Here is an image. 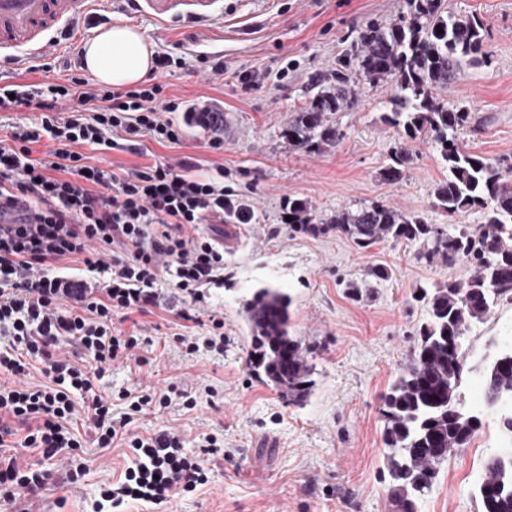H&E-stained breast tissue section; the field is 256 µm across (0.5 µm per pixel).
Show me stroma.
I'll return each mask as SVG.
<instances>
[{
	"label": "stroma",
	"instance_id": "stroma-1",
	"mask_svg": "<svg viewBox=\"0 0 512 512\" xmlns=\"http://www.w3.org/2000/svg\"><path fill=\"white\" fill-rule=\"evenodd\" d=\"M449 12L482 16L489 31L486 62L467 66L439 89L449 107H467L473 116L459 137L470 151L490 159L512 156V0H442ZM408 0H224V18L210 24L157 22L127 11L112 0V21L139 28L156 49L186 58L187 68L164 77L167 95L192 102L211 99L224 107V150L205 146L206 132L185 126L180 143L159 145L142 138L139 153L92 152V163L114 172L187 156L198 174L224 166V183L251 206L249 224H202L210 236L224 238V278L204 290L209 311L224 317V350L184 356L175 336L181 326L155 309L120 323L150 346L137 362L113 365L100 380L101 392L115 393L147 383L196 390L213 388L209 400L188 410L174 404L135 416L132 431L148 434L172 425L193 441L224 439V457L211 462L209 481L194 493L151 504L132 501L122 512H393L380 398L387 392L426 320L419 287L463 281L472 270L463 262L429 263L418 244L384 242L362 251L346 236L297 234L284 222L288 202L308 201L317 221L375 202L427 223L482 224L481 210L448 216L437 208L436 185L444 178L441 158L423 139L409 141L412 159L399 182L383 180L382 170L399 141L381 116L389 85H357L354 108L333 114L343 133L334 145L308 152L289 146L283 135L294 112L311 96V83L334 81L336 60L352 49L360 30L388 26L406 15ZM223 58L217 79L190 71L197 59ZM265 79L241 87L251 71ZM390 268L388 279L354 294L369 266ZM272 284L290 295L291 333L310 349L314 386L299 404L288 402L249 366L252 345L241 314V299ZM512 336V303L473 328L466 339L460 398L479 412L481 429L467 448L444 462L416 512H481L477 484L488 458L506 453L499 414L482 396L476 374L491 340ZM87 469L74 488L47 491L40 512H93L102 487L124 473L126 449L95 447L80 451Z\"/></svg>",
	"mask_w": 512,
	"mask_h": 512
}]
</instances>
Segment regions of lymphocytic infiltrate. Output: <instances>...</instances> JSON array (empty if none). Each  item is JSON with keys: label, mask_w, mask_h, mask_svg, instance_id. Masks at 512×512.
Instances as JSON below:
<instances>
[{"label": "lymphocytic infiltrate", "mask_w": 512, "mask_h": 512, "mask_svg": "<svg viewBox=\"0 0 512 512\" xmlns=\"http://www.w3.org/2000/svg\"><path fill=\"white\" fill-rule=\"evenodd\" d=\"M22 108L37 109L41 122L0 138V194L26 197L39 221L0 224V376L14 379L0 383V490L22 500L20 512H37L50 484L73 485L84 476L78 450L87 431L97 447L127 448L133 456L122 478L102 489L96 512L192 493L208 481V458L224 454L217 437L191 454L180 429L143 435L130 423L177 397L195 408L196 398L147 384L104 395L96 382L112 365L138 360V336L116 323L159 307L162 284L178 304L176 320L206 325L200 339L184 341L185 354L223 351V317L203 321L196 308L204 287L224 272V249L198 226L227 215L248 224L253 211L225 186L223 165L203 177L184 157L111 174L90 165L85 151L134 153L146 136L160 145L179 143L178 112L199 118L209 148L220 151L224 113L167 96L157 82L102 86L76 65L61 80L0 84V112ZM44 138L52 144L49 159L33 158L32 144ZM76 258L96 283L57 273L58 264ZM33 370L41 383L28 382ZM116 398L128 404L120 419L112 416ZM28 452L59 459L60 471L32 467Z\"/></svg>", "instance_id": "obj_1"}]
</instances>
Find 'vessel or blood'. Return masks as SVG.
I'll return each mask as SVG.
<instances>
[{
  "mask_svg": "<svg viewBox=\"0 0 512 512\" xmlns=\"http://www.w3.org/2000/svg\"><path fill=\"white\" fill-rule=\"evenodd\" d=\"M95 0H0V63L37 60L54 35L87 17ZM160 22L190 18L212 22L224 16L223 0H141ZM36 215L27 201L0 196V224H32Z\"/></svg>",
  "mask_w": 512,
  "mask_h": 512,
  "instance_id": "b4317fda",
  "label": "vessel or blood"
}]
</instances>
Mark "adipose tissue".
Wrapping results in <instances>:
<instances>
[{"instance_id": "obj_1", "label": "adipose tissue", "mask_w": 512, "mask_h": 512, "mask_svg": "<svg viewBox=\"0 0 512 512\" xmlns=\"http://www.w3.org/2000/svg\"><path fill=\"white\" fill-rule=\"evenodd\" d=\"M153 51L135 27L115 24L100 29L85 45L88 74L107 86L141 82L153 67Z\"/></svg>"}]
</instances>
